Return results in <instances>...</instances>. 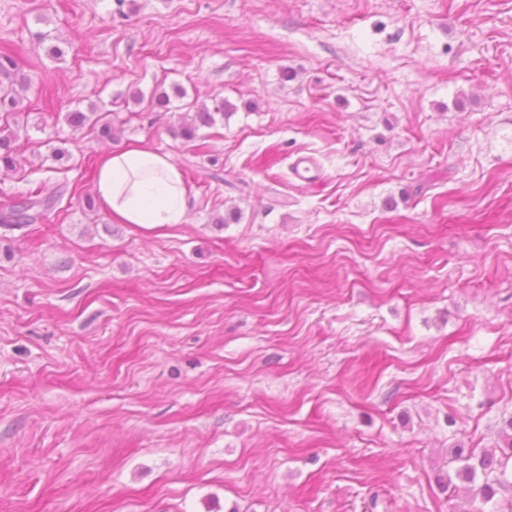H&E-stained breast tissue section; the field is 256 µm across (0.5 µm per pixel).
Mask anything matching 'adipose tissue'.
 <instances>
[{
  "mask_svg": "<svg viewBox=\"0 0 512 512\" xmlns=\"http://www.w3.org/2000/svg\"><path fill=\"white\" fill-rule=\"evenodd\" d=\"M96 196L121 223H181L187 189L181 170L164 153L133 148L112 152L101 161Z\"/></svg>",
  "mask_w": 512,
  "mask_h": 512,
  "instance_id": "adipose-tissue-1",
  "label": "adipose tissue"
}]
</instances>
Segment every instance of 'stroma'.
<instances>
[{
	"mask_svg": "<svg viewBox=\"0 0 512 512\" xmlns=\"http://www.w3.org/2000/svg\"><path fill=\"white\" fill-rule=\"evenodd\" d=\"M1 53L30 86L0 200L73 197L0 227V512L512 501L452 458L512 418V0H0ZM93 107L111 138L68 125ZM134 146L182 223L88 207ZM234 110L233 104L227 100H220L216 103L214 111L206 107H200L193 115H188L182 120L180 134L183 138L190 141L195 138L196 132L200 127H211L216 123V115L224 117Z\"/></svg>",
	"mask_w": 512,
	"mask_h": 512,
	"instance_id": "stroma-1",
	"label": "stroma"
}]
</instances>
